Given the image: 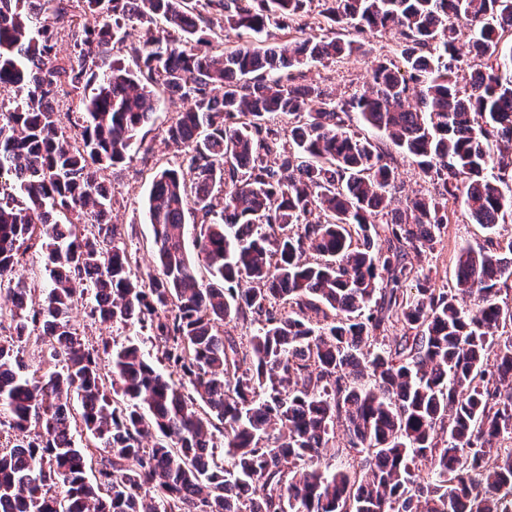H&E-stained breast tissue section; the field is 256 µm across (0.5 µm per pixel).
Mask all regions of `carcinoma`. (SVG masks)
<instances>
[{
	"mask_svg": "<svg viewBox=\"0 0 512 512\" xmlns=\"http://www.w3.org/2000/svg\"><path fill=\"white\" fill-rule=\"evenodd\" d=\"M71 2L0 0V86L24 91L0 100V283L23 247L48 272L38 306L18 284L0 303V414L21 435L0 448V512H512V235L499 231L512 209V0H324L332 27L403 38L406 71L379 62L349 96L289 70L340 62L355 42L305 24L282 46L261 40L308 0H207L214 17L191 0H78L87 20L60 62ZM454 19L483 60L463 79ZM158 20L160 34L131 45L136 69L110 58L130 23ZM157 84L185 104L166 129L184 159L152 178L157 270L139 276L97 171L142 148ZM66 87L68 138L51 106ZM275 116L288 117L287 150ZM355 118L431 191L391 207L396 157ZM461 197L489 235L436 288L410 253L435 249ZM188 216L206 285L185 251ZM86 294L91 317L149 328L157 363L128 339L103 373L71 321ZM218 322L250 326L247 343ZM35 326L61 370L24 371ZM276 422L287 432L271 435ZM77 423L93 447L75 445ZM338 426L364 456L323 469Z\"/></svg>",
	"mask_w": 512,
	"mask_h": 512,
	"instance_id": "cac0c4a2",
	"label": "carcinoma"
}]
</instances>
